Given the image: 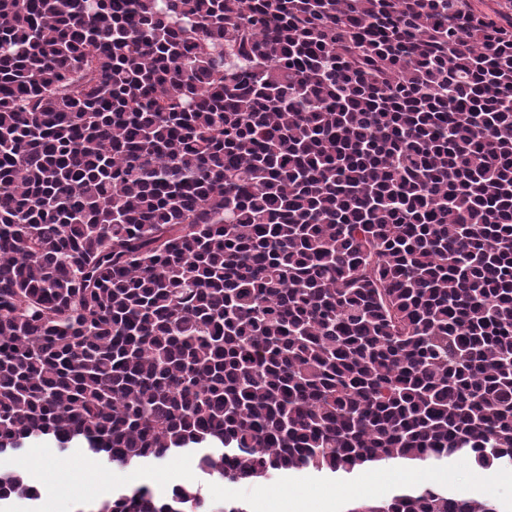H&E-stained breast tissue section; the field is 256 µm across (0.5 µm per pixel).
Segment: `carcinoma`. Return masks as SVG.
<instances>
[{
    "mask_svg": "<svg viewBox=\"0 0 512 512\" xmlns=\"http://www.w3.org/2000/svg\"><path fill=\"white\" fill-rule=\"evenodd\" d=\"M38 440L512 468V0H0V456ZM39 498L0 469V512Z\"/></svg>",
    "mask_w": 512,
    "mask_h": 512,
    "instance_id": "1",
    "label": "carcinoma"
}]
</instances>
